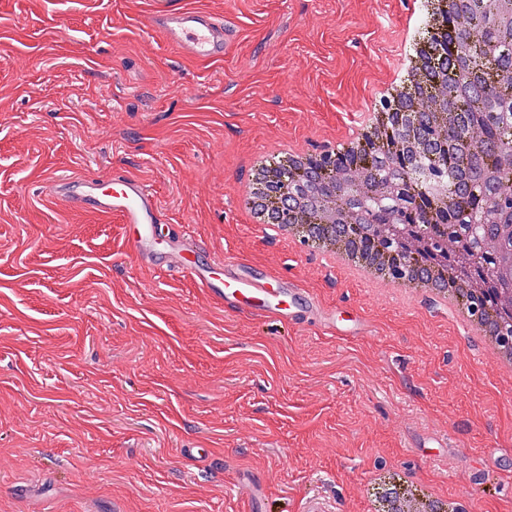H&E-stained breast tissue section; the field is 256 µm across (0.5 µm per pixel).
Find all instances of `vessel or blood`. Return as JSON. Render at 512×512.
<instances>
[{"instance_id":"obj_1","label":"vessel or blood","mask_w":512,"mask_h":512,"mask_svg":"<svg viewBox=\"0 0 512 512\" xmlns=\"http://www.w3.org/2000/svg\"><path fill=\"white\" fill-rule=\"evenodd\" d=\"M144 24L158 30L187 60L212 63L227 54L229 27L207 11L158 0L146 13ZM50 188L75 209L118 218L126 233V245L141 260L189 274L211 297L223 303L225 312L271 318L288 325L314 323L339 336H357L365 330L360 321L339 325L334 308L322 305L288 280L256 274L245 263L228 260L212 267L193 264L191 256L196 245L188 238L159 247L156 226L160 222V206L153 192L136 176L116 173L105 179H56Z\"/></svg>"}]
</instances>
